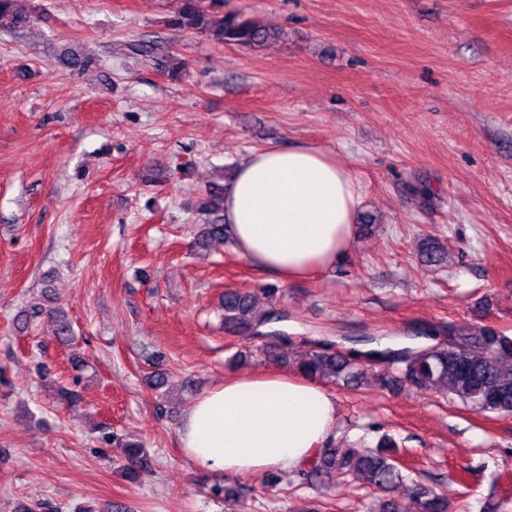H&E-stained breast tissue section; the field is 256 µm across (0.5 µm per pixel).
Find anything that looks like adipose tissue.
I'll return each mask as SVG.
<instances>
[{"label":"adipose tissue","mask_w":512,"mask_h":512,"mask_svg":"<svg viewBox=\"0 0 512 512\" xmlns=\"http://www.w3.org/2000/svg\"><path fill=\"white\" fill-rule=\"evenodd\" d=\"M359 205L352 170L302 144L251 153L224 193L240 252L281 277L333 266L354 240ZM336 419V400L318 382L268 371L201 393L179 438L186 456L210 472L292 471L319 455Z\"/></svg>","instance_id":"obj_1"}]
</instances>
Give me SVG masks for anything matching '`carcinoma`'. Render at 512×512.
<instances>
[{"label": "carcinoma", "instance_id": "cac0c4a2", "mask_svg": "<svg viewBox=\"0 0 512 512\" xmlns=\"http://www.w3.org/2000/svg\"><path fill=\"white\" fill-rule=\"evenodd\" d=\"M17 0H0V29L20 28L31 17L19 13ZM170 25L179 30H192L220 43L242 47L263 45L272 33L238 13L214 18L200 10L197 0H183ZM95 58L86 50H71L68 66L77 72L86 70ZM202 210L215 215L201 233L204 238H224V187L212 185ZM224 330L244 336H264L262 328L275 320L274 312L255 310L251 294L228 288L222 300ZM57 336L64 342L73 336V327L64 310H55ZM457 339L451 344H437L424 351L394 359L400 365V379L423 390H446L462 406L478 413L512 416V365L503 360L512 357V337L484 326L466 325L452 329ZM268 356L291 364L298 372L311 378L346 385L362 379L363 367L354 358L329 349L309 348L293 352L286 344L276 343ZM334 470L369 485L372 489L390 491L403 481L394 452V444L383 442L375 449L334 448L316 460L311 476ZM413 491L419 512H448V498L426 484H416Z\"/></svg>", "mask_w": 512, "mask_h": 512}]
</instances>
